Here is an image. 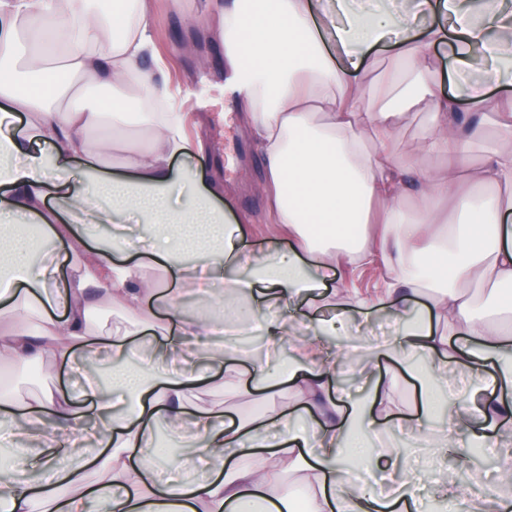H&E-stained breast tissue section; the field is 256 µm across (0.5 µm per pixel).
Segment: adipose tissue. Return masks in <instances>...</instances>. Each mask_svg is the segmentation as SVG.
Instances as JSON below:
<instances>
[{"mask_svg": "<svg viewBox=\"0 0 512 512\" xmlns=\"http://www.w3.org/2000/svg\"><path fill=\"white\" fill-rule=\"evenodd\" d=\"M150 9L151 0H122L108 15L88 0H0V360L82 367L106 349L112 386L125 394L103 398L94 376L79 395L51 393L33 404L0 393V421L10 424L12 444L39 449L49 472L40 480L0 478L6 512H34L39 504L45 512H92L96 505L103 512H291L290 501L272 492L282 461L313 476L310 512H418L416 482L393 449L375 455L399 474L396 495L345 476L375 456L368 441L381 428L374 397L341 403L325 391L359 348L343 321H319L298 338L295 319L266 321L272 355L249 360L246 393L263 400L292 384L306 408L317 410V431L300 427L293 407L228 424L220 412L189 410L184 399L190 383L225 361L224 348L200 346L214 322L242 329L260 306H289L320 288L342 262L379 273V290L359 311L387 303L399 323L392 343L368 348L367 377L381 358L428 354L433 386L421 393L418 420L448 416L441 439L428 446L455 447L464 430L472 447L511 461L512 402L487 403L491 421L480 423L473 406L443 389L442 347L455 341L457 366L481 375L486 389L512 385V323L502 318L512 309L503 298L512 287V98L487 97L480 83L444 94L432 59L444 45L454 69L479 59L493 80L512 85V9L477 18L471 0H403L394 14L352 9L345 0H325L319 9L314 0H274L266 11L252 0H205L208 34L224 51L225 90L263 159L268 219L295 241L285 259L250 254L243 275L232 272L239 249L222 183L203 167L175 164L207 147L186 132L181 89L141 66L154 54ZM421 17L429 23L418 40L412 32ZM387 42L399 50L381 71L374 50ZM91 87L111 88L124 103L165 100L173 111L164 118L139 111L146 143L124 149L125 111L74 106ZM462 98L481 106L479 120L463 119ZM411 109L428 117L414 140L400 134ZM20 115L46 152L29 151L16 127ZM482 142L488 148L472 164L470 153ZM114 153L112 172L107 159ZM75 158L83 159L84 174L72 180L63 172ZM431 158L438 167H427ZM129 222L157 225L155 255L181 275L185 292L203 266L220 284L203 301L220 305L246 295L248 305L216 320L182 317L174 297L134 261L139 246L124 232ZM104 224L112 233L103 246L95 234ZM311 224L383 230L348 241L339 253L310 235ZM41 241L64 253L69 275L35 261ZM420 283L437 291L429 303L417 298ZM103 301L165 313L152 328L159 359L134 365L127 334L102 336L88 325L90 309ZM287 341L296 352L288 364L275 355ZM99 421L98 444L107 453L93 465L68 444L76 426ZM161 422L176 437L187 424L201 433L206 477H159L150 450ZM259 450L270 467L248 465Z\"/></svg>", "mask_w": 512, "mask_h": 512, "instance_id": "adipose-tissue-1", "label": "adipose tissue"}]
</instances>
